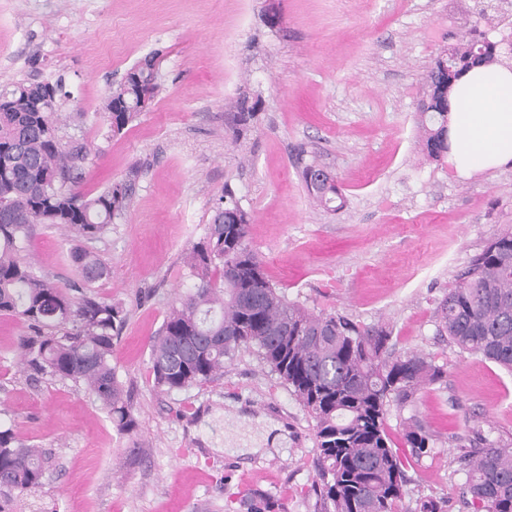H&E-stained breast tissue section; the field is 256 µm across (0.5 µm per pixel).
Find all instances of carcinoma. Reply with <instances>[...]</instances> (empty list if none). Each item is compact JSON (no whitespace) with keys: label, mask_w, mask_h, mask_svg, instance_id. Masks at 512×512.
I'll list each match as a JSON object with an SVG mask.
<instances>
[{"label":"carcinoma","mask_w":512,"mask_h":512,"mask_svg":"<svg viewBox=\"0 0 512 512\" xmlns=\"http://www.w3.org/2000/svg\"><path fill=\"white\" fill-rule=\"evenodd\" d=\"M501 42L473 27L425 76L419 106L426 156L448 152V91L467 68L493 62ZM160 90L157 54H150L113 84L104 104L112 132L120 133L149 109ZM67 95L62 82L18 83L0 91V313L19 318L29 333L18 348L24 368L83 386L117 427L135 420L122 401L112 367L114 332L124 309L89 292L110 275L95 253L75 244L68 252L83 286L63 287L21 257L35 224L61 225L76 237L99 238L128 206L130 188L114 182L95 194L66 187L75 153L61 149L54 119ZM309 193L337 211L344 199L336 177L311 178ZM251 215L238 204H219L202 240L192 245L188 273L198 283L180 299L150 345L157 386L168 391L208 382L243 350L254 351L294 393L314 421L318 488L325 512H398L406 483L403 459L386 431L390 404L404 405L426 382L443 377L426 357L395 352L391 332L339 313L314 312L288 299L264 270L248 241ZM438 332L463 353L512 373V232L491 238L436 310ZM403 438L413 454L427 452L431 435L414 422ZM476 512H512V447L475 432L458 458ZM44 458L0 428V512L13 495L42 485ZM248 512H275L257 494Z\"/></svg>","instance_id":"carcinoma-1"}]
</instances>
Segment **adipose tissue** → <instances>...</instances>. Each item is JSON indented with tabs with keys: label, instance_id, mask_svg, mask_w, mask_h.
<instances>
[{
	"label": "adipose tissue",
	"instance_id": "ef3b65f1",
	"mask_svg": "<svg viewBox=\"0 0 512 512\" xmlns=\"http://www.w3.org/2000/svg\"><path fill=\"white\" fill-rule=\"evenodd\" d=\"M445 161L461 178L512 163V65L495 62L469 70L450 96Z\"/></svg>",
	"mask_w": 512,
	"mask_h": 512
}]
</instances>
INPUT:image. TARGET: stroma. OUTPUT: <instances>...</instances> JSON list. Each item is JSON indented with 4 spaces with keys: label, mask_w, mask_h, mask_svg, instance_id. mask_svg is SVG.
I'll return each instance as SVG.
<instances>
[{
    "label": "stroma",
    "mask_w": 512,
    "mask_h": 512,
    "mask_svg": "<svg viewBox=\"0 0 512 512\" xmlns=\"http://www.w3.org/2000/svg\"><path fill=\"white\" fill-rule=\"evenodd\" d=\"M474 0H0V89L63 79L59 112L77 187L131 186L129 206L88 249L108 264L96 292L121 304L112 365L136 421L123 432L81 386L20 370L27 328L0 314V424L45 454L36 491L11 512H244L263 493L275 512H322L314 422L249 351L213 381L157 387L149 341L193 290L185 268L225 189L250 212L249 243L269 280L307 307L386 326L397 351L442 366L386 430L407 483L399 508L474 512L457 458L475 431L512 445V374L437 331L439 301L495 235L512 231V165L469 179L430 161L418 132L424 76L474 23ZM161 51L162 89L112 133L113 82ZM255 111L245 125L232 103ZM313 163L345 197L318 206ZM62 226H34L23 256L52 280L79 276ZM279 446L252 451L261 419ZM431 434L411 455L410 421Z\"/></svg>",
    "instance_id": "stroma-1"
}]
</instances>
